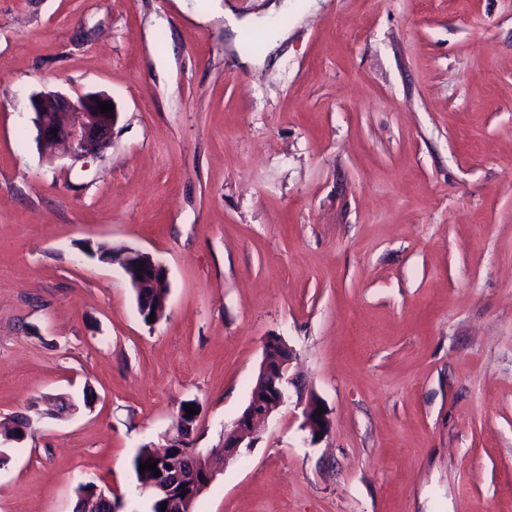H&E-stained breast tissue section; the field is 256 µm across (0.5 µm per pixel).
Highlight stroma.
I'll use <instances>...</instances> for the list:
<instances>
[{"label": "stroma", "mask_w": 512, "mask_h": 512, "mask_svg": "<svg viewBox=\"0 0 512 512\" xmlns=\"http://www.w3.org/2000/svg\"><path fill=\"white\" fill-rule=\"evenodd\" d=\"M306 4L250 69L213 0H0V512H151L140 447L188 399L223 447L271 336L329 428L289 400L193 512H512V0ZM41 90L108 95L111 144L42 155ZM86 248L91 253L98 254V259L101 261L102 257L111 251L103 259L104 262L119 264L125 276L130 279L135 274L133 282L135 288H138L136 292L137 304L143 296L146 298L145 304L142 305L144 312L140 314L145 323L153 324L165 317L167 298L164 294L167 293L164 287L168 279V273L166 267L155 259L152 254L125 245L114 247L108 242H96L93 245L87 244ZM141 263H144V266H141ZM156 288H161V290ZM152 309H155V319L153 323H149L148 317L151 315ZM319 407L323 406L319 402L316 404L314 400L310 398L304 403L302 411L305 419V427L311 431L312 435H315V439L316 434H320L321 437L329 426L326 410L322 415H316V411ZM321 423H324V426H321Z\"/></svg>", "instance_id": "1"}]
</instances>
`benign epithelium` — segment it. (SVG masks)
Listing matches in <instances>:
<instances>
[{
	"mask_svg": "<svg viewBox=\"0 0 512 512\" xmlns=\"http://www.w3.org/2000/svg\"><path fill=\"white\" fill-rule=\"evenodd\" d=\"M112 103L103 93L81 96L75 100L58 91H39L30 97L31 122L36 131V141L41 152L54 156L61 152L77 160L94 156L111 141L118 113H103L99 103ZM57 133H52V130ZM106 263H117L126 277L134 278L137 288H163L168 279L166 267L152 254L129 246L112 248L104 258ZM293 349L280 336H272L265 343V354L259 368L256 385L263 388L264 399L250 402L236 419L232 429L224 434V462H229L242 448L254 447L258 433L273 414L290 399L289 387L294 380L289 375ZM321 407L313 399L304 403L305 427L312 434H324L329 426L327 414L318 415ZM190 424L181 419L173 421L165 434L166 447L155 452L162 458L168 448H186L191 458L190 468L172 475L160 470V475L148 481L147 488L158 499L184 495V500L194 501L208 487L196 480V469L205 455L194 448Z\"/></svg>",
	"mask_w": 512,
	"mask_h": 512,
	"instance_id": "obj_1",
	"label": "benign epithelium"
}]
</instances>
